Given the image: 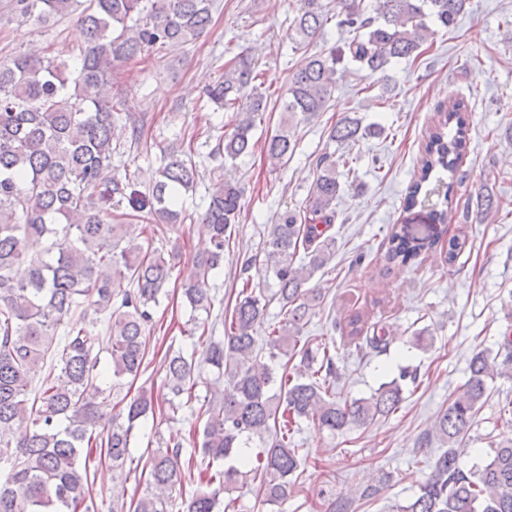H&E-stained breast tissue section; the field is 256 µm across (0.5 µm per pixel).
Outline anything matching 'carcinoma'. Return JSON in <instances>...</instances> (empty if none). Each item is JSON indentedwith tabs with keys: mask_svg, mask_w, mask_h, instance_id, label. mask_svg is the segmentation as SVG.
Returning <instances> with one entry per match:
<instances>
[{
	"mask_svg": "<svg viewBox=\"0 0 512 512\" xmlns=\"http://www.w3.org/2000/svg\"><path fill=\"white\" fill-rule=\"evenodd\" d=\"M23 16L47 22L71 14L75 0H15ZM78 16L84 46L73 57H45L20 52L0 61V463L9 465L0 480V512H93L90 473L80 458L99 449L111 462L112 480H123L137 428L156 415L152 396H121L149 366L146 329L165 294L171 264L165 253L146 250L139 239L153 223L181 224L188 215L177 206L181 190L193 187L197 172L168 148L151 194L139 195L129 178L109 177L112 143L122 121L120 99L113 92L112 70L148 47L178 48L208 30L214 0H87ZM337 26L351 37L328 54L313 53L292 75L280 129L264 140L262 150L275 164H285L298 143L288 124L310 121L330 107L336 66L354 65L373 77L401 59H411L433 38V19L451 26L470 0H379L371 11L362 0H337ZM330 6L303 0L292 22L297 49H309L321 35ZM256 79L251 61L237 55L224 63V77L208 98L230 113L231 133L224 136V161L253 152L256 117L267 100L249 89ZM384 128L365 126L348 113L329 131L340 144L380 137ZM469 149L467 106L448 105L429 134L420 168L406 199L412 210L445 184L444 207L429 217L448 223V206L459 163ZM350 155L324 153L316 160V178L305 205L285 210L266 227L260 252L244 268L262 260L277 280L273 299L280 320L266 324L269 300L243 285L229 317L203 320L198 341L165 353V381L171 394L168 411H191L189 436L198 447L182 458V444L157 448L149 457V477L138 498L112 497V512H217L220 495H230L251 480L268 504L280 503L295 489L304 449L294 439L303 421L336 434L368 426L395 413L404 400L401 382H418L417 371L400 370L368 398L339 403L333 393L338 372L329 346L302 336L316 316L324 289L310 288L314 274L335 256L336 219L341 191L339 167ZM218 187L202 214L210 230L208 246L194 258V279L182 288L191 310L210 313L209 279L224 266L241 190L215 169ZM128 197L125 224L112 222L115 197ZM430 228H392L383 269L403 267L438 246ZM40 244L37 253L30 247ZM466 248L460 233L448 238L446 257L453 265ZM89 300L108 318L109 335L72 328L56 341L71 311ZM224 336L216 335L217 324ZM342 335L355 344L386 348V333L369 334L354 313ZM502 358L475 353L463 388L441 409L422 444L448 445L419 492L399 512H512V443L494 449L492 459L466 470L457 449L467 446L475 419L488 395L487 381L512 369V336L503 337ZM109 355L106 385L100 353ZM268 361L260 360L262 354ZM300 358L306 372L288 365ZM57 375L42 371L49 359ZM214 374L209 394H195L203 368ZM122 406L99 430L104 410ZM197 476L189 498L182 476Z\"/></svg>",
	"mask_w": 512,
	"mask_h": 512,
	"instance_id": "1",
	"label": "carcinoma"
}]
</instances>
